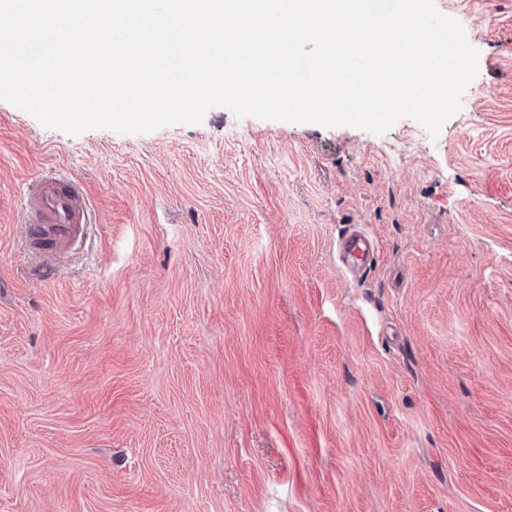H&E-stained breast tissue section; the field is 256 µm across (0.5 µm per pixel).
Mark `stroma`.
Here are the masks:
<instances>
[{"label":"stroma","mask_w":512,"mask_h":512,"mask_svg":"<svg viewBox=\"0 0 512 512\" xmlns=\"http://www.w3.org/2000/svg\"><path fill=\"white\" fill-rule=\"evenodd\" d=\"M435 4L479 54L435 137L0 100V512H512V0ZM47 167L93 221L49 279ZM84 191L55 173L34 181L21 214L22 246L39 267L58 271L81 250L89 231ZM49 260L51 263H49ZM372 252L369 239L360 233H353L344 239V255L357 273L364 272Z\"/></svg>","instance_id":"1"}]
</instances>
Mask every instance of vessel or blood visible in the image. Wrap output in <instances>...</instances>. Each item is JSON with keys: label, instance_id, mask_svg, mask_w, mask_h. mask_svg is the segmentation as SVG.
I'll return each mask as SVG.
<instances>
[{"label": "vessel or blood", "instance_id": "b4317fda", "mask_svg": "<svg viewBox=\"0 0 512 512\" xmlns=\"http://www.w3.org/2000/svg\"><path fill=\"white\" fill-rule=\"evenodd\" d=\"M22 246L27 255L51 272L81 250L89 231V204L84 191L55 173L34 181L21 214ZM372 252L360 233L344 240V255L355 272H363Z\"/></svg>", "mask_w": 512, "mask_h": 512}]
</instances>
